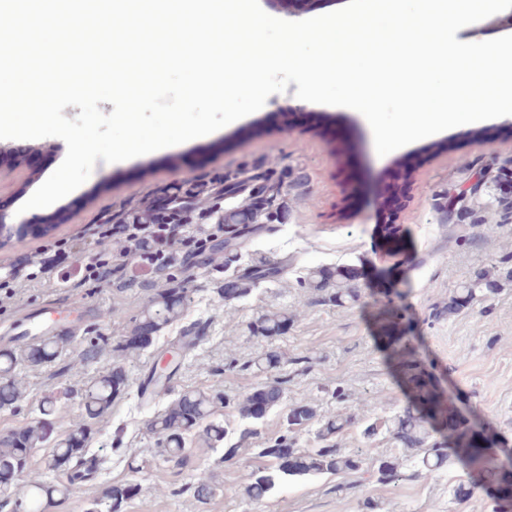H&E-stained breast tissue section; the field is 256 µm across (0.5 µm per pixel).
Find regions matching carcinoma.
I'll use <instances>...</instances> for the list:
<instances>
[{
    "label": "carcinoma",
    "instance_id": "cac0c4a2",
    "mask_svg": "<svg viewBox=\"0 0 512 512\" xmlns=\"http://www.w3.org/2000/svg\"><path fill=\"white\" fill-rule=\"evenodd\" d=\"M306 177L290 167L275 169L262 162H246L234 172H226L201 183H190L166 189L168 199L167 219L172 224H222L224 249L239 245L242 229L251 224H281L288 211V191L297 195L305 193ZM489 205L512 215V188L496 185L488 192ZM117 224H158L159 213L152 207L113 216ZM280 271L277 262L261 258L248 276H240L221 290L220 297L240 299L248 295L255 281L274 277ZM363 272L352 266L317 268L308 277L309 287L319 292L320 299L338 307L353 306L360 295L356 281ZM497 291L496 280L487 273H479L453 291L443 314L470 312L474 306L485 303ZM189 300V289L172 288L158 295L151 306L136 320L129 336L121 345L122 350L143 347L147 336L176 320ZM295 311L281 310L259 315L251 321L249 332L270 339L286 333L288 326L297 319ZM410 327L400 316L385 309L379 322L381 339L387 357L403 376L410 392L402 412L384 423L373 421L362 431L365 442L370 444L380 432H385L393 442L412 451L414 477H427L458 462L478 471L482 481L494 489L501 501L500 512H512V470L499 464L490 448L498 443L497 434L489 427L471 424L460 418L454 397L441 387L440 380L425 366L419 350L406 343ZM64 347L49 337L26 345V350L16 353L0 351V409L11 407L19 392L14 380L16 366L22 361L40 363L58 357ZM280 365L279 355L266 350L253 361L256 370L270 374ZM120 373L110 368L81 394L85 421L80 428L99 432L105 419L112 412V400L120 391ZM284 400L281 383L274 380L260 389L247 393L235 402L243 419L259 420ZM309 398L302 405L288 409V441L279 438L259 450V455L275 460L273 472L256 473L241 489L247 499L260 502L274 488L278 478L292 479L322 474H347L358 480H374L392 484L405 474L395 458L374 455L369 448L348 452L332 442L352 424L348 418L336 416L323 421L316 437L323 443L319 448L297 447L298 435L313 424L317 410ZM227 404L224 393L197 389L183 391L164 414L150 421V430L159 437V457L164 463L181 465L186 459V436L194 431L201 433L205 442L215 445L224 441L228 430L212 420L214 408ZM79 428L66 437L55 436L46 420L31 423L22 430L0 437V487L8 490L23 481V489L6 500L0 508L17 512H42L39 506H51L61 501L78 498L83 492V482L91 473L85 457L77 459L67 478L48 482L43 473L27 469L30 455L39 448L51 449L46 457L47 469L58 467L80 444ZM440 438H434V435ZM26 470L24 478H17L18 469Z\"/></svg>",
    "mask_w": 512,
    "mask_h": 512
}]
</instances>
